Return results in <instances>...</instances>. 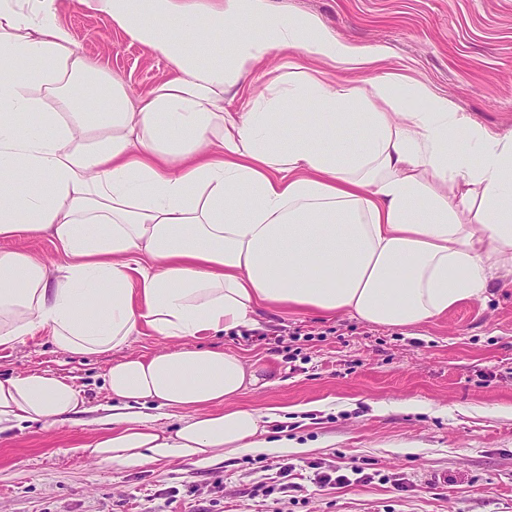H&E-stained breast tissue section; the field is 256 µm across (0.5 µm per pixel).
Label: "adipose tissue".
Returning a JSON list of instances; mask_svg holds the SVG:
<instances>
[{"label":"adipose tissue","instance_id":"adipose-tissue-1","mask_svg":"<svg viewBox=\"0 0 512 512\" xmlns=\"http://www.w3.org/2000/svg\"><path fill=\"white\" fill-rule=\"evenodd\" d=\"M50 2L0 0V239L47 233L62 258L51 268L0 250V349L40 329L67 354L121 349L144 326L172 343L109 368L114 405L87 445L97 460L267 450L274 410L232 402L275 375L186 339L253 325L262 309L417 327L512 273V133L379 72L382 49L267 0H222L205 24L181 0H77L176 70L135 102L75 49ZM243 18L260 33L230 32ZM277 52L287 72L246 111H225ZM311 101L316 121L300 126L295 110ZM82 404L51 372L0 379V434ZM149 404L181 411L179 425L158 427Z\"/></svg>","mask_w":512,"mask_h":512}]
</instances>
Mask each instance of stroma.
<instances>
[{"mask_svg": "<svg viewBox=\"0 0 512 512\" xmlns=\"http://www.w3.org/2000/svg\"><path fill=\"white\" fill-rule=\"evenodd\" d=\"M347 42L382 47L380 67L448 97L490 130L512 131V0H270ZM75 48L120 80L132 100L176 71L111 20L54 0ZM266 365L279 381L235 406L276 409L264 440L207 466L172 459L136 468L98 462L82 446L112 400L110 366L167 346L141 328L123 349L70 356L46 331L0 351V377L54 371L84 399L71 420L0 435V512H512V274L486 301L414 328L261 311L259 325L188 339ZM359 468L342 488L319 475Z\"/></svg>", "mask_w": 512, "mask_h": 512, "instance_id": "35a3bbf8", "label": "stroma"}]
</instances>
